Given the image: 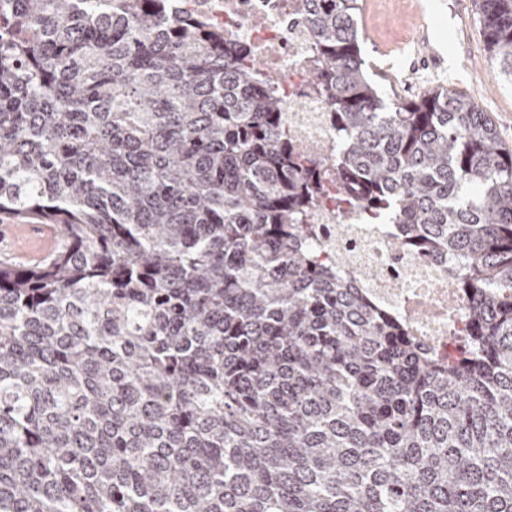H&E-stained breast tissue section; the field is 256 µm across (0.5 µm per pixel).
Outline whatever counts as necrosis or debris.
Wrapping results in <instances>:
<instances>
[{
  "instance_id": "obj_1",
  "label": "necrosis or debris",
  "mask_w": 512,
  "mask_h": 512,
  "mask_svg": "<svg viewBox=\"0 0 512 512\" xmlns=\"http://www.w3.org/2000/svg\"><path fill=\"white\" fill-rule=\"evenodd\" d=\"M212 16L226 38L245 45L262 68L276 72L289 140L306 158L321 162L322 190L309 223L317 227L321 258L337 274L392 310L418 346L447 358L468 328V304L439 260L407 248L399 231L366 223L361 210L336 200V153L331 107L311 78L318 64L314 35L302 0H189Z\"/></svg>"
}]
</instances>
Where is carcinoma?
<instances>
[{
	"label": "carcinoma",
	"mask_w": 512,
	"mask_h": 512,
	"mask_svg": "<svg viewBox=\"0 0 512 512\" xmlns=\"http://www.w3.org/2000/svg\"><path fill=\"white\" fill-rule=\"evenodd\" d=\"M512 80V0H477ZM357 0H305L340 198L445 264L439 360L314 259L277 77L176 0H0V512H512V151L395 101ZM0 253L19 252L29 257L46 254L52 240L44 224H31L0 215Z\"/></svg>",
	"instance_id": "1"
}]
</instances>
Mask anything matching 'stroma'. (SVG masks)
Here are the masks:
<instances>
[{"label": "stroma", "mask_w": 512, "mask_h": 512, "mask_svg": "<svg viewBox=\"0 0 512 512\" xmlns=\"http://www.w3.org/2000/svg\"><path fill=\"white\" fill-rule=\"evenodd\" d=\"M358 24L363 59L390 73L386 95L411 99L436 86L468 95L512 150V81L495 72L474 0H369ZM51 246L44 225L0 219V253L38 257Z\"/></svg>", "instance_id": "35a3bbf8"}]
</instances>
